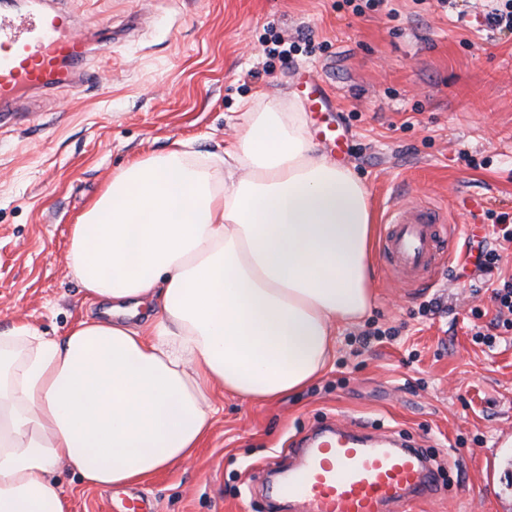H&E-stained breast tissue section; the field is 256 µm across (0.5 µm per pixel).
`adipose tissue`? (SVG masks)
I'll return each mask as SVG.
<instances>
[{
    "label": "adipose tissue",
    "instance_id": "ef3b65f1",
    "mask_svg": "<svg viewBox=\"0 0 512 512\" xmlns=\"http://www.w3.org/2000/svg\"><path fill=\"white\" fill-rule=\"evenodd\" d=\"M208 163L173 149L112 175L73 225L71 274L142 325L85 315L66 336L0 331V512H70L91 488L190 463L214 390L269 402L320 376L373 303L365 184L312 143L297 100L245 107Z\"/></svg>",
    "mask_w": 512,
    "mask_h": 512
}]
</instances>
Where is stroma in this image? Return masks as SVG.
<instances>
[{
	"mask_svg": "<svg viewBox=\"0 0 512 512\" xmlns=\"http://www.w3.org/2000/svg\"><path fill=\"white\" fill-rule=\"evenodd\" d=\"M40 2L70 12L91 53L80 90L30 92L8 106L21 123L0 126V331L22 321L62 336L83 311L71 229L116 170L178 140L199 159L222 152L244 102L301 98L304 72L339 107L309 113L310 129L344 122L374 211L427 198L461 226L456 260L429 287L373 259L372 309L304 389L267 403L213 393L194 462L138 485L158 512H290L267 471L293 467L297 440L336 420L435 454L450 491L421 512H512V333L492 349L473 339L495 306L456 206L478 196L512 216V31H480L491 0H383L361 14L342 0ZM274 40L296 45L289 62L265 54ZM370 328L399 334L365 348Z\"/></svg>",
	"mask_w": 512,
	"mask_h": 512,
	"instance_id": "1",
	"label": "stroma"
}]
</instances>
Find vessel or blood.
<instances>
[{"instance_id":"vessel-or-blood-1","label":"vessel or blood","mask_w":512,"mask_h":512,"mask_svg":"<svg viewBox=\"0 0 512 512\" xmlns=\"http://www.w3.org/2000/svg\"><path fill=\"white\" fill-rule=\"evenodd\" d=\"M89 53L60 11L0 10V109L22 91L41 90L78 72ZM379 253L401 277L427 281L441 261L453 260L454 237L446 212L418 202L392 201L384 215ZM302 462L276 484V494L299 501L301 512H416L437 495V474L426 454L388 435L362 433L336 422L305 436Z\"/></svg>"}]
</instances>
